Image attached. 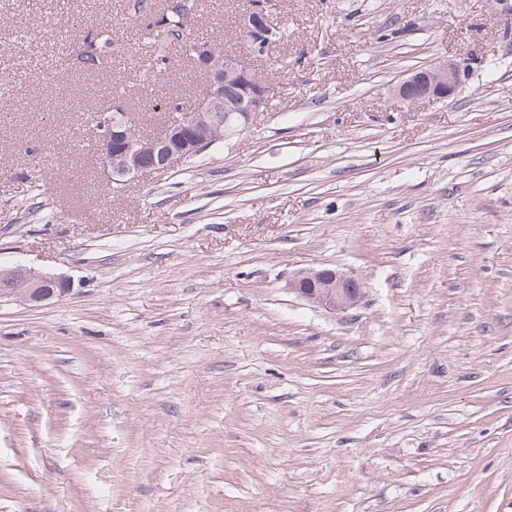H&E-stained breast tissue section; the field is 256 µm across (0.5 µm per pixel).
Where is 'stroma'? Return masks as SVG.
Here are the masks:
<instances>
[{"instance_id":"35a3bbf8","label":"stroma","mask_w":512,"mask_h":512,"mask_svg":"<svg viewBox=\"0 0 512 512\" xmlns=\"http://www.w3.org/2000/svg\"><path fill=\"white\" fill-rule=\"evenodd\" d=\"M243 3L193 29L262 112L116 189L80 108L134 83L148 16L0 0V266L72 284L0 302V512H512V0H272L261 58ZM462 56L453 99L394 96ZM321 268L361 304L289 292ZM88 31L86 34L76 33L73 36L79 43L77 60L80 70L95 71L104 63L107 57L112 55L114 38L109 31ZM288 289L331 313H344L362 299V286L351 276L333 269L302 272L288 282Z\"/></svg>"}]
</instances>
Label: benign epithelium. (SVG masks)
Wrapping results in <instances>:
<instances>
[{
    "instance_id": "1",
    "label": "benign epithelium",
    "mask_w": 512,
    "mask_h": 512,
    "mask_svg": "<svg viewBox=\"0 0 512 512\" xmlns=\"http://www.w3.org/2000/svg\"><path fill=\"white\" fill-rule=\"evenodd\" d=\"M243 27L252 34V46L266 53L274 36L271 3L248 9ZM207 77V88L184 119L155 137L140 135L131 122L115 117L99 135L102 168L116 187H125L153 172L208 150L224 135L244 130L261 111L274 85L243 68L230 52L218 53L211 45L186 46ZM468 77L465 58L443 61L397 83L394 94L413 105L425 100L451 99ZM288 289L331 313H344L362 299V286L351 276L333 269L302 272L288 282ZM71 290L68 279L33 271L23 265L0 267V300L19 298L30 306L60 300Z\"/></svg>"
}]
</instances>
